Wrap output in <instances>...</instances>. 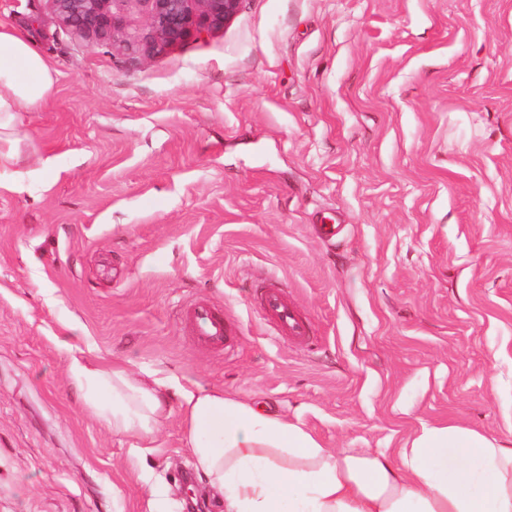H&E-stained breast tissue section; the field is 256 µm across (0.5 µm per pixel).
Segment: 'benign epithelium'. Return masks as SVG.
I'll return each instance as SVG.
<instances>
[{
	"label": "benign epithelium",
	"mask_w": 512,
	"mask_h": 512,
	"mask_svg": "<svg viewBox=\"0 0 512 512\" xmlns=\"http://www.w3.org/2000/svg\"><path fill=\"white\" fill-rule=\"evenodd\" d=\"M116 0H52L60 21L98 45L114 41L112 6ZM149 33L126 36L127 47L147 56L163 53L203 33L220 31L242 0H143Z\"/></svg>",
	"instance_id": "obj_1"
}]
</instances>
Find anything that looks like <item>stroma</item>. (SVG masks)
I'll list each match as a JSON object with an SVG mask.
<instances>
[{
    "instance_id": "stroma-1",
    "label": "stroma",
    "mask_w": 512,
    "mask_h": 512,
    "mask_svg": "<svg viewBox=\"0 0 512 512\" xmlns=\"http://www.w3.org/2000/svg\"><path fill=\"white\" fill-rule=\"evenodd\" d=\"M0 21L54 75L0 191V512H223L183 481L178 399L152 440L112 434L70 379L82 351L327 448L512 431V0H243L153 57L92 44L50 0H0ZM269 280L308 346L261 318ZM194 301L233 350L194 343Z\"/></svg>"
}]
</instances>
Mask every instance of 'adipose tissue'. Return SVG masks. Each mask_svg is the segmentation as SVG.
I'll use <instances>...</instances> for the list:
<instances>
[{
  "instance_id": "obj_1",
  "label": "adipose tissue",
  "mask_w": 512,
  "mask_h": 512,
  "mask_svg": "<svg viewBox=\"0 0 512 512\" xmlns=\"http://www.w3.org/2000/svg\"><path fill=\"white\" fill-rule=\"evenodd\" d=\"M53 71L32 36L0 23V190L17 165L16 118L40 110ZM69 374L116 434L150 438L179 399L195 467L224 512H512V438L458 424L422 425L401 448L334 450L302 424L223 392L145 384L72 357Z\"/></svg>"
}]
</instances>
